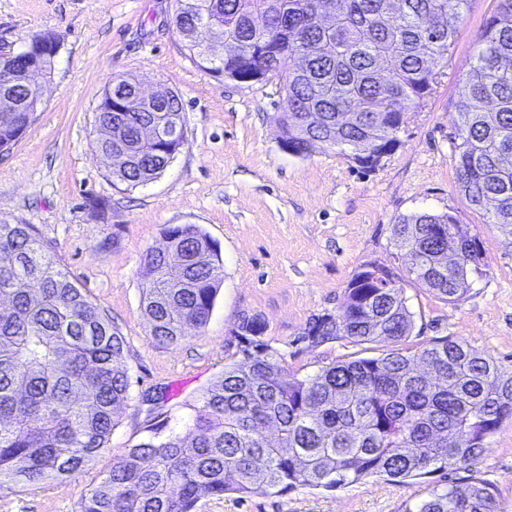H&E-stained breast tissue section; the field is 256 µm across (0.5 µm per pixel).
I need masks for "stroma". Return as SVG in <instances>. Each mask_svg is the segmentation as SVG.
<instances>
[{
  "instance_id": "stroma-1",
  "label": "stroma",
  "mask_w": 512,
  "mask_h": 512,
  "mask_svg": "<svg viewBox=\"0 0 512 512\" xmlns=\"http://www.w3.org/2000/svg\"><path fill=\"white\" fill-rule=\"evenodd\" d=\"M498 0H472L423 106L410 112L400 146L372 171L332 151H283L274 122L284 101L275 84L243 88L215 79L182 53L170 27L172 0H0V40L49 32L60 40L36 121L0 154V219L33 225L59 262L105 310L126 343L131 388L119 424L85 471L34 491L0 492V512H75L113 462L145 435L150 413L173 419L246 359L238 325L258 317L262 340L288 376L306 378L338 361L377 357L390 343L343 339L310 346L302 335L336 314L355 271L380 261L404 271L393 226L415 212H452L477 234L484 257L462 300L447 303L414 281L404 295L414 325L401 349L463 341L512 368V234L485 223L460 190L452 106L464 90L474 47ZM145 89L178 93L186 144L164 173L129 188L109 174L94 113L111 74ZM195 224L214 240L224 277L202 330L175 346L157 343L141 312L144 256L165 228ZM492 484L495 512H512V420H504L473 470L438 471L396 487L380 478L325 491L227 494L196 512H408L429 489Z\"/></svg>"
}]
</instances>
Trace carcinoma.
Returning <instances> with one entry per match:
<instances>
[{
	"label": "carcinoma",
	"instance_id": "cac0c4a2",
	"mask_svg": "<svg viewBox=\"0 0 512 512\" xmlns=\"http://www.w3.org/2000/svg\"><path fill=\"white\" fill-rule=\"evenodd\" d=\"M318 0H173L180 47L197 68L219 66V39L270 70L285 95L276 115L288 140L340 155L358 146L359 167L396 149L392 124L431 94L470 0H333L335 25L315 17ZM278 31L281 53L264 48ZM473 78L456 101L455 169L467 204L512 234V0H499L474 54ZM19 75L17 95L41 99L43 76ZM137 99L136 78L115 75L95 113L99 148L112 177L133 188L159 175L174 155L156 149L155 130L179 126L172 97L144 112L108 111V88ZM321 115L311 127L297 105ZM37 118L0 111V154ZM405 274L363 264L338 313L304 333L313 346L333 339L399 343L413 313L405 279L455 303L481 272L477 235L455 214L413 213L393 225ZM166 246L145 255L142 312L153 338L180 342L207 325L224 272L214 241L194 224L164 230ZM248 362L229 365L177 425L154 423L104 472L75 512H195L205 497L332 490L379 476L397 486L436 471L468 469L502 421L512 417V369L464 342L443 340L419 359L394 349L340 361L290 379L267 345L248 341ZM125 342L112 318L79 288L33 225L0 220V492L36 490L84 471L107 447L130 399ZM494 487L477 478L430 491L409 512H494Z\"/></svg>",
	"mask_w": 512,
	"mask_h": 512
}]
</instances>
